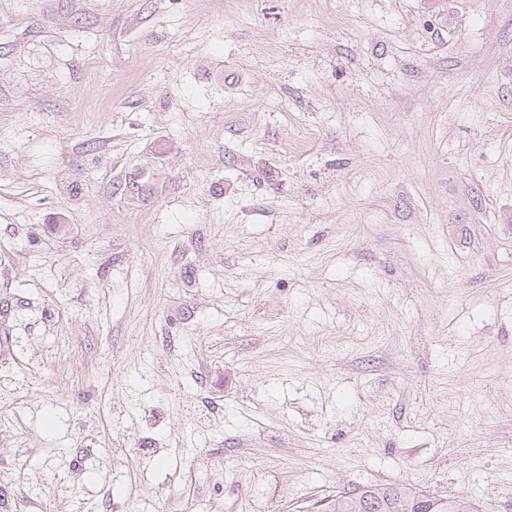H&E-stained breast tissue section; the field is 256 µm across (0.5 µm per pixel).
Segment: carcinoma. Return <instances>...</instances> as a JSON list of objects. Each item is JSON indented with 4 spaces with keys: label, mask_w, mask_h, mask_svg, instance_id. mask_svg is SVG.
Returning a JSON list of instances; mask_svg holds the SVG:
<instances>
[{
    "label": "carcinoma",
    "mask_w": 512,
    "mask_h": 512,
    "mask_svg": "<svg viewBox=\"0 0 512 512\" xmlns=\"http://www.w3.org/2000/svg\"><path fill=\"white\" fill-rule=\"evenodd\" d=\"M363 502L370 506L369 512H478L468 497L436 496L399 485H364L339 492L327 504V512H361Z\"/></svg>",
    "instance_id": "obj_1"
}]
</instances>
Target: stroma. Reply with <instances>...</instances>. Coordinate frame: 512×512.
Here are the masks:
<instances>
[{"label":"stroma","instance_id":"stroma-1","mask_svg":"<svg viewBox=\"0 0 512 512\" xmlns=\"http://www.w3.org/2000/svg\"><path fill=\"white\" fill-rule=\"evenodd\" d=\"M512 512V0H0V512ZM363 500L369 511L359 508ZM327 508V512H478L475 501L468 497L436 496L399 485H364L339 492Z\"/></svg>","mask_w":512,"mask_h":512}]
</instances>
